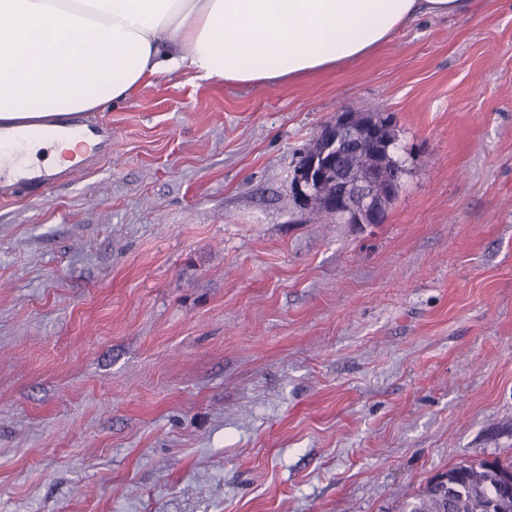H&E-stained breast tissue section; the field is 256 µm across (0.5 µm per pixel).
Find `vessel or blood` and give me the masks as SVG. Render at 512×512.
<instances>
[{
    "label": "vessel or blood",
    "mask_w": 512,
    "mask_h": 512,
    "mask_svg": "<svg viewBox=\"0 0 512 512\" xmlns=\"http://www.w3.org/2000/svg\"><path fill=\"white\" fill-rule=\"evenodd\" d=\"M54 124L70 137L80 139L87 133L95 135L105 143L112 140V128L105 125L90 128L88 115L84 112H72L52 116ZM6 145L0 146V198L8 200L19 192L36 187H48L54 184L56 175L45 167L27 161L24 146L27 134L22 130H13L5 135Z\"/></svg>",
    "instance_id": "1"
}]
</instances>
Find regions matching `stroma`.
I'll use <instances>...</instances> for the list:
<instances>
[{
  "instance_id": "obj_1",
  "label": "stroma",
  "mask_w": 512,
  "mask_h": 512,
  "mask_svg": "<svg viewBox=\"0 0 512 512\" xmlns=\"http://www.w3.org/2000/svg\"><path fill=\"white\" fill-rule=\"evenodd\" d=\"M368 111L397 199L313 220L303 156ZM95 119L110 152L0 200V512H398L512 465V0ZM325 179L322 174L315 175V166L310 167L303 162L293 180L292 189L299 195L313 199L315 188Z\"/></svg>"
}]
</instances>
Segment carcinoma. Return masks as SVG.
<instances>
[{
	"label": "carcinoma",
	"instance_id": "cac0c4a2",
	"mask_svg": "<svg viewBox=\"0 0 512 512\" xmlns=\"http://www.w3.org/2000/svg\"><path fill=\"white\" fill-rule=\"evenodd\" d=\"M351 116V123L364 135L367 173L400 188L404 167L394 157L396 133L388 118L379 112H353ZM335 141L336 129L324 128L307 158L321 164L322 155L332 152ZM509 474L511 466L488 460L451 468L445 476L460 486V493L450 497L431 479L403 503L402 512H512V497L502 492L503 480Z\"/></svg>",
	"mask_w": 512,
	"mask_h": 512
}]
</instances>
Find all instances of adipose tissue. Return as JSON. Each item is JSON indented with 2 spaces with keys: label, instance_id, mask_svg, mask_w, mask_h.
Returning a JSON list of instances; mask_svg holds the SVG:
<instances>
[{
  "label": "adipose tissue",
  "instance_id": "ef3b65f1",
  "mask_svg": "<svg viewBox=\"0 0 512 512\" xmlns=\"http://www.w3.org/2000/svg\"><path fill=\"white\" fill-rule=\"evenodd\" d=\"M471 9L472 0H0V122L95 112L179 70L243 86L302 79L366 56L417 12Z\"/></svg>",
  "mask_w": 512,
  "mask_h": 512
}]
</instances>
